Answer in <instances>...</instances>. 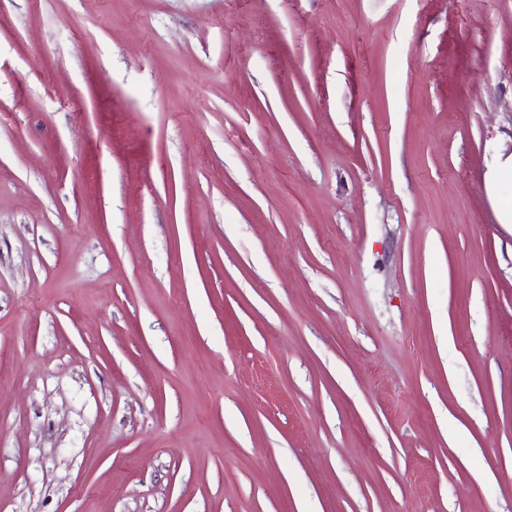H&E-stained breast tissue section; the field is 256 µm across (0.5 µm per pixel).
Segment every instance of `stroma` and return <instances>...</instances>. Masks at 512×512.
<instances>
[{
	"instance_id": "obj_1",
	"label": "stroma",
	"mask_w": 512,
	"mask_h": 512,
	"mask_svg": "<svg viewBox=\"0 0 512 512\" xmlns=\"http://www.w3.org/2000/svg\"><path fill=\"white\" fill-rule=\"evenodd\" d=\"M512 0H0V512H512Z\"/></svg>"
}]
</instances>
